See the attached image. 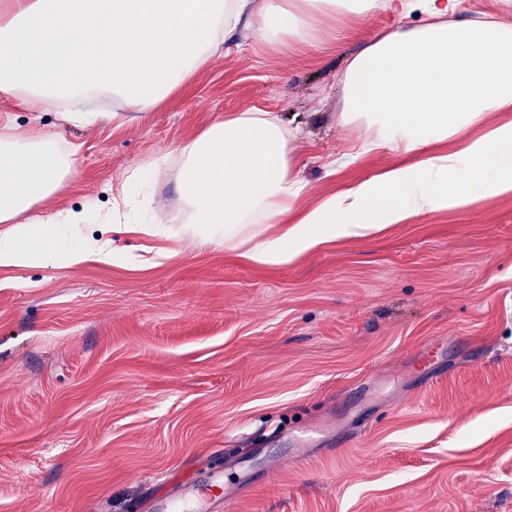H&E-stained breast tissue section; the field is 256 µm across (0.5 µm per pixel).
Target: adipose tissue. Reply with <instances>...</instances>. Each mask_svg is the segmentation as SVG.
<instances>
[{
    "label": "adipose tissue",
    "instance_id": "obj_1",
    "mask_svg": "<svg viewBox=\"0 0 512 512\" xmlns=\"http://www.w3.org/2000/svg\"><path fill=\"white\" fill-rule=\"evenodd\" d=\"M318 0H0V98L39 116L88 127L115 113L75 108L120 99L144 112L178 90L234 41L243 17L281 42L309 32ZM394 14L426 23L365 45L347 69L343 120L378 127L375 149L416 155L299 213L306 189L277 117L247 111L211 123L180 147L178 189L205 244L244 249L258 263L290 259L327 237H364L421 211L461 207L512 191V124L468 138L485 113L512 106V29L461 21L463 0H387ZM466 137L463 150L429 155L434 142ZM77 148L60 152L51 133L0 124V266L54 265L58 253L32 210L77 169ZM284 224L277 236L270 221Z\"/></svg>",
    "mask_w": 512,
    "mask_h": 512
}]
</instances>
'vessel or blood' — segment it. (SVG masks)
Masks as SVG:
<instances>
[{"instance_id":"1","label":"vessel or blood","mask_w":512,"mask_h":512,"mask_svg":"<svg viewBox=\"0 0 512 512\" xmlns=\"http://www.w3.org/2000/svg\"><path fill=\"white\" fill-rule=\"evenodd\" d=\"M230 487L223 473L209 472L202 479L172 487L164 497L153 500L148 512H213L214 507L227 503Z\"/></svg>"}]
</instances>
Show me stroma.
<instances>
[{
	"label": "stroma",
	"instance_id": "obj_1",
	"mask_svg": "<svg viewBox=\"0 0 512 512\" xmlns=\"http://www.w3.org/2000/svg\"><path fill=\"white\" fill-rule=\"evenodd\" d=\"M386 10L313 11L274 45L241 26L147 113L60 131L76 175L40 214L55 265L0 267V512H145L199 461L232 512H512V192L423 212L288 262L202 246L177 149L248 110L294 136L299 209L416 158L344 125V74ZM162 237L102 223L129 168ZM111 262L71 263L82 239Z\"/></svg>",
	"mask_w": 512,
	"mask_h": 512
}]
</instances>
